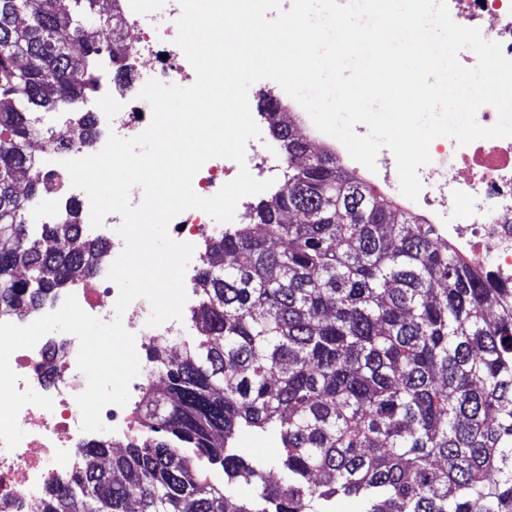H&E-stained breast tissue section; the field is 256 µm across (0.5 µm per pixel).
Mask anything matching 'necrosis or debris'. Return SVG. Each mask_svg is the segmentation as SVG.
Returning <instances> with one entry per match:
<instances>
[{
    "label": "necrosis or debris",
    "instance_id": "4bbe7bcc",
    "mask_svg": "<svg viewBox=\"0 0 512 512\" xmlns=\"http://www.w3.org/2000/svg\"><path fill=\"white\" fill-rule=\"evenodd\" d=\"M156 0H118L130 36L129 69H147L149 78L166 84L192 85L195 72L182 50L175 45L177 29L158 23ZM452 19L464 27L479 29L483 38L502 45L512 58V0H447ZM139 85L123 87L100 80L94 91L90 113L99 133L88 146L75 141H52L49 148L35 154L38 170L49 187L41 207L50 210L66 199L70 176L63 167L66 159L96 153L104 146L109 132L133 137L143 132L152 117L149 104L139 99ZM431 161L418 170L422 189L417 200L405 201L406 210L420 209L434 224L440 241L453 244L475 262L492 267L512 285V137L479 139L461 146L452 139L429 149ZM468 207L470 220L452 224L450 213ZM171 226L174 240L194 244L188 265L197 271L202 253L201 241L217 236L223 225L198 210H187L175 217ZM82 309L101 321L115 317L117 286L106 271L76 283L72 290ZM148 306L133 301L125 311L124 326L134 333L137 347L169 336H183L186 322L169 321L148 326ZM79 342L74 335H45L34 347L15 351L10 366L17 375L18 391L34 390L52 397V410L34 405L21 409L17 422L25 436L15 448L0 443V512H42L45 491L70 478L78 466V450L96 441L93 433L81 429L82 414L75 401L86 388V378L77 365Z\"/></svg>",
    "mask_w": 512,
    "mask_h": 512
}]
</instances>
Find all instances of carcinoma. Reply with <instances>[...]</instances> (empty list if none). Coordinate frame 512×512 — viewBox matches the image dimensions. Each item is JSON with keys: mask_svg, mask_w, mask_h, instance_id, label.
I'll return each instance as SVG.
<instances>
[{"mask_svg": "<svg viewBox=\"0 0 512 512\" xmlns=\"http://www.w3.org/2000/svg\"><path fill=\"white\" fill-rule=\"evenodd\" d=\"M98 0H0V314L37 310L92 274L91 239L68 209L40 236L23 221L43 184L29 143L43 114L83 98L97 60L128 46L60 41L96 21ZM287 164L253 209L255 225L204 242L196 333L172 359L149 347L140 434L52 486L43 512H329L337 496L362 512H512V288L434 225L312 151L286 112L265 116ZM24 269L26 276L18 275ZM240 430L275 435L274 463L246 462ZM220 465L213 482L199 463ZM242 481L252 500L229 503Z\"/></svg>", "mask_w": 512, "mask_h": 512, "instance_id": "cac0c4a2", "label": "carcinoma"}]
</instances>
